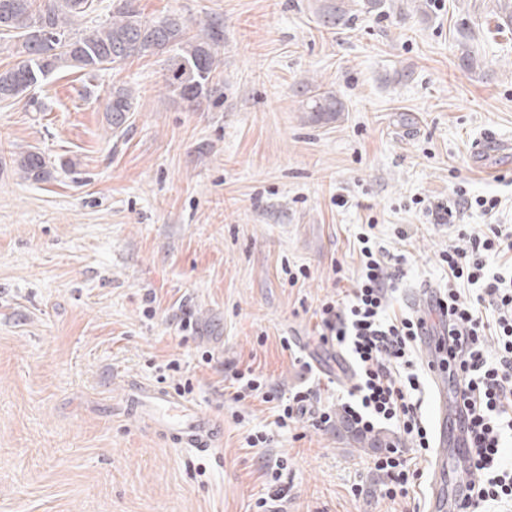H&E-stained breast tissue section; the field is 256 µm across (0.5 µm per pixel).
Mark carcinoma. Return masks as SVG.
I'll return each mask as SVG.
<instances>
[{
  "instance_id": "obj_1",
  "label": "carcinoma",
  "mask_w": 512,
  "mask_h": 512,
  "mask_svg": "<svg viewBox=\"0 0 512 512\" xmlns=\"http://www.w3.org/2000/svg\"><path fill=\"white\" fill-rule=\"evenodd\" d=\"M0 0V33L14 39V54L20 61L0 70V100L16 99L30 93L56 70L72 68L94 79L99 72L133 56L175 52L172 61L171 92L193 104L217 92L213 79L220 65L218 48L224 44V26L218 19L203 24L190 34L182 17L173 14L156 20L141 15L133 0H111V19L84 29L78 20L92 11L93 0ZM490 15L501 33H512V0H491ZM389 7L385 0H325L317 12V23L327 30L346 27L358 13L370 14ZM459 66L476 74L483 60L469 44V29L460 31ZM302 109L316 123L336 120L345 107L341 98L318 83L308 82L299 91ZM139 106L134 91L124 85L112 87L106 118L112 130L122 132L130 113ZM23 179L48 181L52 166L38 153L27 151L14 159ZM344 431L363 448L382 447L380 434L359 431L347 424Z\"/></svg>"
}]
</instances>
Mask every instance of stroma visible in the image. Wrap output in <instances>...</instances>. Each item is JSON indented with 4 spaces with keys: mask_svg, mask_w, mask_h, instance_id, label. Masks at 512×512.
I'll return each mask as SVG.
<instances>
[{
    "mask_svg": "<svg viewBox=\"0 0 512 512\" xmlns=\"http://www.w3.org/2000/svg\"><path fill=\"white\" fill-rule=\"evenodd\" d=\"M320 2L136 0L149 18L223 22L219 93L194 110L170 92L164 54L91 83L49 75L36 107L0 101V512H249L261 497L271 512L426 506L432 451L381 426L424 473L413 499L385 498L376 451L347 440L341 419L278 427L273 404L236 397L231 379L250 367L338 414L355 373L316 336L315 312L359 279V237L405 256L389 312L406 315L447 288L443 251L469 247L432 208L459 189L495 195L492 220L512 228V155L482 146L512 142V36L485 0H431L338 31L318 25ZM464 21L478 76L458 65ZM311 80L343 100L335 122L302 111ZM118 85L140 106L116 134L105 107ZM26 151L52 162L51 180L20 177ZM409 359L395 375L419 374L435 431L432 374L420 350ZM135 380L191 384L219 441L198 453L134 417ZM260 431L268 445L251 446Z\"/></svg>",
    "mask_w": 512,
    "mask_h": 512,
    "instance_id": "1",
    "label": "stroma"
}]
</instances>
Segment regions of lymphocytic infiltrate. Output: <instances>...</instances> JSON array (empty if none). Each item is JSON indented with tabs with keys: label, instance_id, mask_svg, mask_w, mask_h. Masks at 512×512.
Instances as JSON below:
<instances>
[{
	"label": "lymphocytic infiltrate",
	"instance_id": "lymphocytic-infiltrate-1",
	"mask_svg": "<svg viewBox=\"0 0 512 512\" xmlns=\"http://www.w3.org/2000/svg\"><path fill=\"white\" fill-rule=\"evenodd\" d=\"M476 205L484 214L494 215L499 207L496 197L469 199L458 196L437 206L433 218L438 224H458L461 211ZM458 233L467 237L471 249L462 253L449 249L443 255L450 281H466L478 286L473 304H459L456 290L442 296L440 322L444 330V354L441 365L451 367L463 384L461 408L467 419L468 451L466 469L480 473L481 483L472 486L464 499L465 512H487L489 506L512 498V457H505L503 445L512 436V280L488 273L491 260L512 253V232L490 224L473 229L458 224ZM365 259L361 279L341 300L322 304L316 330L322 341L332 342L349 353L356 381L347 392L344 404L347 420L356 428L371 432L382 424L396 425L417 447L429 445L427 431L412 401L419 380L408 375L396 381L391 369L404 364L413 342L422 336L424 325L408 317L390 318L386 313L388 294L393 286L381 260L371 246L360 249ZM493 306L494 321L484 319V306ZM498 338L496 357H488L483 341L487 335ZM237 394L255 393L264 402H281L280 424H287L304 412L310 391H299L281 398L268 387L263 375L254 370L236 373ZM386 473L381 493L389 499L405 498L412 484L420 479L419 470L410 468L407 451L385 449L375 461Z\"/></svg>",
	"mask_w": 512,
	"mask_h": 512
}]
</instances>
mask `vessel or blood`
I'll use <instances>...</instances> for the list:
<instances>
[{
    "instance_id": "1",
    "label": "vessel or blood",
    "mask_w": 512,
    "mask_h": 512,
    "mask_svg": "<svg viewBox=\"0 0 512 512\" xmlns=\"http://www.w3.org/2000/svg\"><path fill=\"white\" fill-rule=\"evenodd\" d=\"M130 405L136 417L149 421L169 440L182 448L209 451L220 427L194 403L168 390L145 382L135 383ZM436 416L440 426L455 422L454 435L440 434L430 481L429 512H461L463 495L448 488V460L462 458L467 446L466 418L460 406L439 400Z\"/></svg>"
}]
</instances>
